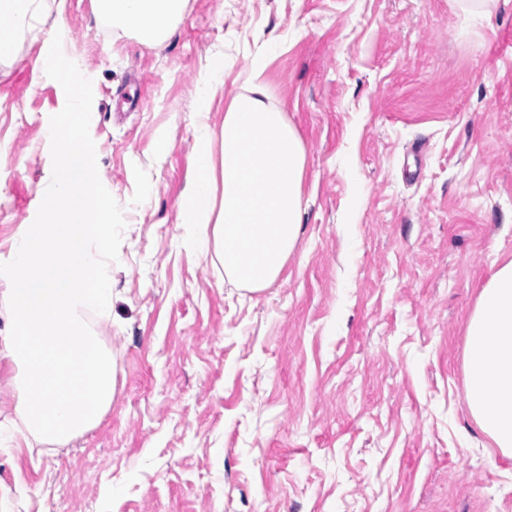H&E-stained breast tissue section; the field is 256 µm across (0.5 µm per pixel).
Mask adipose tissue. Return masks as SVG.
Returning a JSON list of instances; mask_svg holds the SVG:
<instances>
[{
	"label": "adipose tissue",
	"instance_id": "ef3b65f1",
	"mask_svg": "<svg viewBox=\"0 0 512 512\" xmlns=\"http://www.w3.org/2000/svg\"><path fill=\"white\" fill-rule=\"evenodd\" d=\"M187 0H94L99 17L143 41L165 38ZM265 57L253 59L243 94L225 114L222 134L209 122L208 101L223 78L198 83L197 170L182 205L186 224L212 225L191 240L216 252L226 277L256 292L281 273L301 232L305 149L283 113L267 104ZM221 154L213 156L212 143ZM464 374L468 409L497 448L512 456V261L482 288L466 329Z\"/></svg>",
	"mask_w": 512,
	"mask_h": 512
}]
</instances>
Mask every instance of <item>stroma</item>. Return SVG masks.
<instances>
[{
    "mask_svg": "<svg viewBox=\"0 0 512 512\" xmlns=\"http://www.w3.org/2000/svg\"><path fill=\"white\" fill-rule=\"evenodd\" d=\"M44 9L92 81L99 178L126 221L112 315H87L116 384L65 445L16 434L0 400V512H512V459L472 418L463 368L480 291L512 260V0L481 20L455 0H188L157 45L94 0ZM48 31L0 56L1 259L52 174ZM272 34L268 104L303 140L305 213L251 292L189 246L181 204L201 72L224 70L218 131ZM133 73L141 107L117 113Z\"/></svg>",
    "mask_w": 512,
    "mask_h": 512,
    "instance_id": "35a3bbf8",
    "label": "stroma"
}]
</instances>
